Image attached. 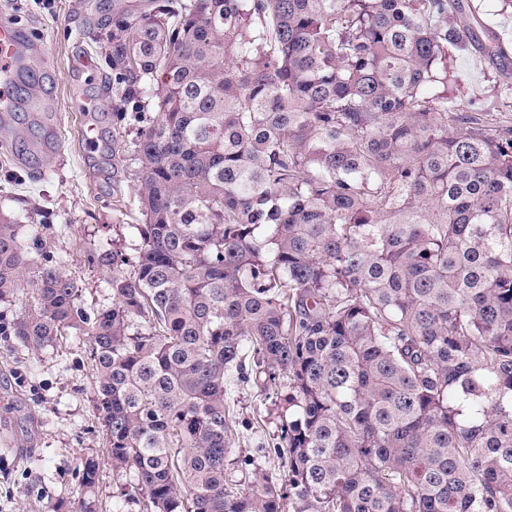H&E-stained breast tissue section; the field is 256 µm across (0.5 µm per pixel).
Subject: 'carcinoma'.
<instances>
[{
    "label": "carcinoma",
    "instance_id": "1",
    "mask_svg": "<svg viewBox=\"0 0 512 512\" xmlns=\"http://www.w3.org/2000/svg\"><path fill=\"white\" fill-rule=\"evenodd\" d=\"M463 0H112L135 255L92 312L0 220L33 353L87 337L107 463L141 512H512V125L453 57ZM282 377L284 473L233 480L224 381ZM99 462L82 464L93 512Z\"/></svg>",
    "mask_w": 512,
    "mask_h": 512
}]
</instances>
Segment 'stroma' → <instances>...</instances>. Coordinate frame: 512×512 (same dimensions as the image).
Returning a JSON list of instances; mask_svg holds the SVG:
<instances>
[{
    "instance_id": "35a3bbf8",
    "label": "stroma",
    "mask_w": 512,
    "mask_h": 512,
    "mask_svg": "<svg viewBox=\"0 0 512 512\" xmlns=\"http://www.w3.org/2000/svg\"><path fill=\"white\" fill-rule=\"evenodd\" d=\"M112 0H0V16L21 32L31 93H18L0 114V215L20 224L30 259L58 268L82 287L87 309L111 305L108 269L92 252L113 240L134 248L128 226L134 179L112 174V147L125 145V124L112 119L107 30ZM498 62L459 54L457 73L476 108L512 121V94L491 96L487 79ZM95 111L79 113L83 101ZM92 127L93 147L79 145ZM30 288L0 302V512H75L82 461L103 459L106 437L93 403L85 339L68 338L31 353L10 331L31 303ZM240 429L238 454L248 459L280 446L279 422L268 412L264 385L250 379L227 390Z\"/></svg>"
}]
</instances>
